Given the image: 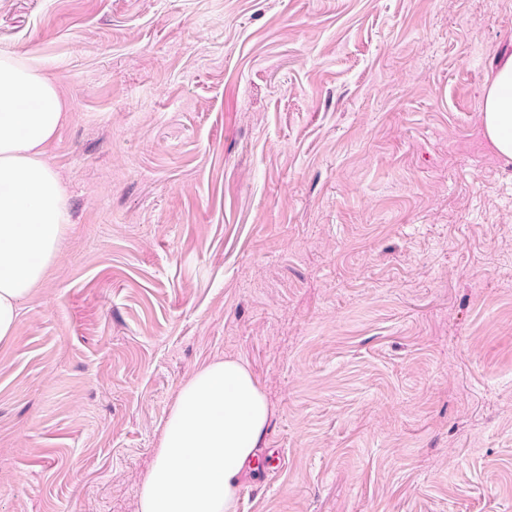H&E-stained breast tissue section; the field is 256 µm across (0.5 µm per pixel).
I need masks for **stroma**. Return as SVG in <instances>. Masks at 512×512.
I'll use <instances>...</instances> for the list:
<instances>
[{
	"mask_svg": "<svg viewBox=\"0 0 512 512\" xmlns=\"http://www.w3.org/2000/svg\"><path fill=\"white\" fill-rule=\"evenodd\" d=\"M73 112L71 223L0 346V512H137L179 387L245 364L236 512H512V0H0ZM485 134L497 153L512 161V56L496 70L481 103Z\"/></svg>",
	"mask_w": 512,
	"mask_h": 512,
	"instance_id": "35a3bbf8",
	"label": "stroma"
}]
</instances>
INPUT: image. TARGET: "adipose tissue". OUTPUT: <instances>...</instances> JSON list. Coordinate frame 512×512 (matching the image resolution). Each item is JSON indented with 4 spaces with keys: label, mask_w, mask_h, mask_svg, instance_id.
I'll return each instance as SVG.
<instances>
[{
    "label": "adipose tissue",
    "mask_w": 512,
    "mask_h": 512,
    "mask_svg": "<svg viewBox=\"0 0 512 512\" xmlns=\"http://www.w3.org/2000/svg\"><path fill=\"white\" fill-rule=\"evenodd\" d=\"M72 105L43 64L0 52V344L16 331L21 304L44 283L70 222L68 191L47 150ZM485 134L512 161V56L481 103ZM273 411L250 370L215 360L174 399L139 512H235L241 474L254 460Z\"/></svg>",
    "instance_id": "adipose-tissue-1"
}]
</instances>
